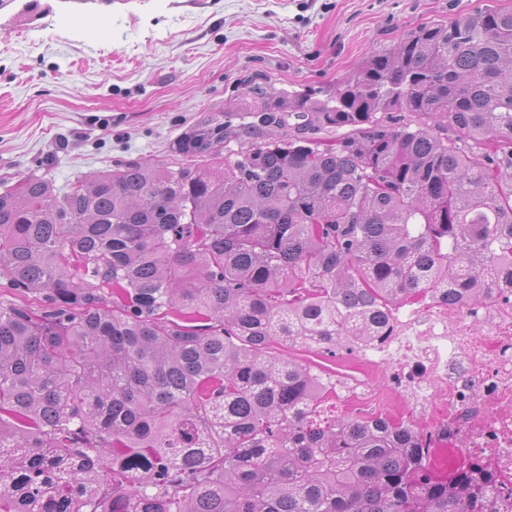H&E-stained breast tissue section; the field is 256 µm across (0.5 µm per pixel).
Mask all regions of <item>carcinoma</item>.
<instances>
[{"label": "carcinoma", "mask_w": 512, "mask_h": 512, "mask_svg": "<svg viewBox=\"0 0 512 512\" xmlns=\"http://www.w3.org/2000/svg\"><path fill=\"white\" fill-rule=\"evenodd\" d=\"M247 94L170 165L0 194V288L47 303L0 300V512H497L493 472L432 478L420 427L325 415L336 379L267 345L512 290V13Z\"/></svg>", "instance_id": "cac0c4a2"}]
</instances>
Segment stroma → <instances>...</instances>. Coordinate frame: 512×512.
Segmentation results:
<instances>
[{
    "label": "stroma",
    "instance_id": "35a3bbf8",
    "mask_svg": "<svg viewBox=\"0 0 512 512\" xmlns=\"http://www.w3.org/2000/svg\"><path fill=\"white\" fill-rule=\"evenodd\" d=\"M12 0L0 9V193L30 175L67 190L130 160L177 161L189 130L239 123L244 94L314 93L417 27L459 13L512 12V0ZM271 355L368 379L374 397L331 416L410 420L389 372L355 350L272 342Z\"/></svg>",
    "mask_w": 512,
    "mask_h": 512
}]
</instances>
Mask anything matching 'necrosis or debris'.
I'll list each match as a JSON object with an SVG mask.
<instances>
[{
	"instance_id": "4bbe7bcc",
	"label": "necrosis or debris",
	"mask_w": 512,
	"mask_h": 512,
	"mask_svg": "<svg viewBox=\"0 0 512 512\" xmlns=\"http://www.w3.org/2000/svg\"><path fill=\"white\" fill-rule=\"evenodd\" d=\"M481 332H474L472 322ZM384 334L394 343L360 345L363 357L389 365L426 422L433 446L476 458L512 488V293L477 308L439 302L400 307ZM465 448H457V440Z\"/></svg>"
}]
</instances>
